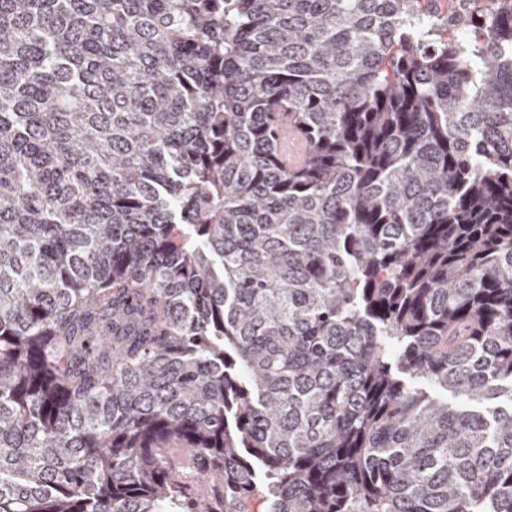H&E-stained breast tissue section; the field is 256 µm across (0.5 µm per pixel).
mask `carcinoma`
Returning <instances> with one entry per match:
<instances>
[{
  "mask_svg": "<svg viewBox=\"0 0 512 512\" xmlns=\"http://www.w3.org/2000/svg\"><path fill=\"white\" fill-rule=\"evenodd\" d=\"M433 2L0 0V512H512V0ZM278 144L280 151L288 159L289 165H297L303 160L305 150L302 140L295 128L288 122L283 123L280 128Z\"/></svg>",
  "mask_w": 512,
  "mask_h": 512,
  "instance_id": "1",
  "label": "carcinoma"
}]
</instances>
